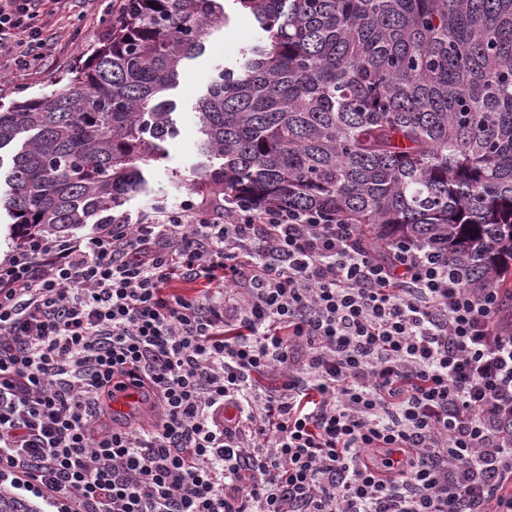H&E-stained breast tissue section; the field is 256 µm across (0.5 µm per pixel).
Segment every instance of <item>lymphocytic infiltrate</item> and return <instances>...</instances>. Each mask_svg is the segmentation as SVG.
<instances>
[{
    "label": "lymphocytic infiltrate",
    "mask_w": 512,
    "mask_h": 512,
    "mask_svg": "<svg viewBox=\"0 0 512 512\" xmlns=\"http://www.w3.org/2000/svg\"><path fill=\"white\" fill-rule=\"evenodd\" d=\"M0 0V59L46 4ZM418 240L239 199L0 262V480L57 512H512V333ZM136 388L148 426L100 428Z\"/></svg>",
    "instance_id": "lymphocytic-infiltrate-1"
}]
</instances>
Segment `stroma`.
<instances>
[{
  "mask_svg": "<svg viewBox=\"0 0 512 512\" xmlns=\"http://www.w3.org/2000/svg\"><path fill=\"white\" fill-rule=\"evenodd\" d=\"M109 2L74 0L69 12L53 17L57 37L43 65L27 70L6 65L0 67V102L7 104L51 94L80 55L90 54L97 42L106 36V6ZM226 11L229 15L227 25L207 36L202 55L184 61L178 85L163 95L173 107L175 133L162 143L164 157L144 167L145 191L129 197L121 205L120 211L129 223H139L155 205L175 208L194 196L189 178L206 162L197 148L196 103L220 71L239 69L246 50L261 36L253 19L239 14L234 4H227Z\"/></svg>",
  "mask_w": 512,
  "mask_h": 512,
  "instance_id": "obj_1",
  "label": "stroma"
}]
</instances>
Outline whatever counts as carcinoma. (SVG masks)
Masks as SVG:
<instances>
[{
	"label": "carcinoma",
	"mask_w": 512,
	"mask_h": 512,
	"mask_svg": "<svg viewBox=\"0 0 512 512\" xmlns=\"http://www.w3.org/2000/svg\"><path fill=\"white\" fill-rule=\"evenodd\" d=\"M263 37L197 102L205 203L318 210L384 249L418 239L512 302V0H234ZM223 0H124L54 93L0 108L19 237L59 233L145 190L173 134L183 61ZM0 512H37L0 485Z\"/></svg>",
	"instance_id": "cac0c4a2"
}]
</instances>
